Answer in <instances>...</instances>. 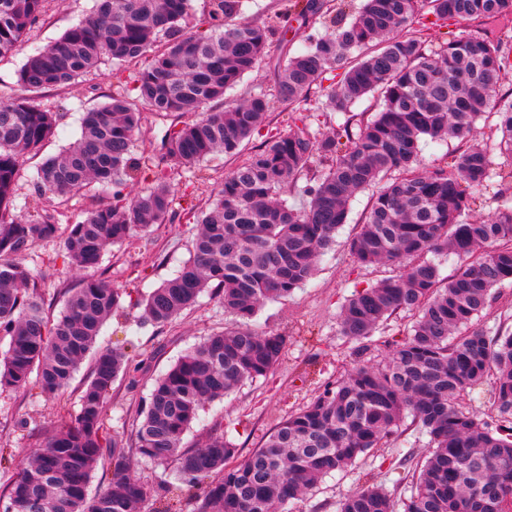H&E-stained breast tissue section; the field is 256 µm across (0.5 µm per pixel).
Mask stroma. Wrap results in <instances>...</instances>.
<instances>
[{
    "label": "stroma",
    "instance_id": "1",
    "mask_svg": "<svg viewBox=\"0 0 512 512\" xmlns=\"http://www.w3.org/2000/svg\"><path fill=\"white\" fill-rule=\"evenodd\" d=\"M94 6V0H47L45 12L29 37L11 57L0 62V97L17 94V72L27 58L59 38ZM288 44L300 49L301 31L292 30L285 37L274 34L259 66L246 75L237 89L227 93L225 105L239 102L249 92L273 94L276 65ZM130 79L129 71L106 62L67 87L32 93L35 104L57 114L56 135L44 146L42 156H53L74 142L80 133L82 112L104 102L116 84ZM321 100L322 90L316 86L299 111L274 105L265 125L246 145V152L258 149L269 137L287 133L301 121L313 131L332 133L344 117L321 109ZM237 163V158L218 154L205 163L211 175L209 181L179 178L172 222L155 228L148 236L134 237L113 248L98 269L99 274L125 294L123 312L106 322L98 342L104 347L126 351L138 365L134 377L123 376L114 382L106 406L113 431L123 437L133 435L137 411L148 397L154 380L187 349L205 336L223 330L231 321L218 297L208 292L172 323L156 326L145 322L142 314L145 297L188 261L198 216L212 199L221 179ZM37 164V159L27 157L20 162L17 203L22 215L52 211L63 226L83 220L97 204V197L84 192L60 202L39 195L32 183ZM369 200L366 191L351 200L348 224L338 230L335 243L320 257L307 283L288 298L265 302L259 309L255 329L281 333L288 338L277 368L266 377L244 383L224 399L206 403L185 437L186 448L196 447L208 435L216 433L228 436L241 455H248L262 445L280 421L322 389L325 382L351 369L353 350L340 334L341 310L357 291L397 272L390 265H359L350 251V239L367 211ZM60 249V239L42 241L32 248L28 258L36 274L38 291L52 317L61 313L68 290L79 281L78 276L55 263L54 257ZM413 321V314L405 311L390 316L377 330L367 361L382 364L390 344L405 339ZM88 371V366H81L70 387L54 399L42 396L35 388L24 392L0 391V451L7 455L25 454L46 440L59 417L74 415L78 409L79 387ZM427 446V436L416 432L410 423H401L382 447L373 449L352 466L324 477L299 503L298 512H339L344 498L364 484L369 473L394 499L409 496L413 470L395 467L396 453L398 449L411 448L420 459Z\"/></svg>",
    "mask_w": 512,
    "mask_h": 512
}]
</instances>
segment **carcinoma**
Returning a JSON list of instances; mask_svg holds the SVG:
<instances>
[{"label":"carcinoma","mask_w":512,"mask_h":512,"mask_svg":"<svg viewBox=\"0 0 512 512\" xmlns=\"http://www.w3.org/2000/svg\"><path fill=\"white\" fill-rule=\"evenodd\" d=\"M45 0H0V60L11 54L43 13ZM191 0H97L95 10L55 42L28 57L17 72L24 91L67 86L102 60L134 64L136 98L116 92L86 110L80 137L45 159L33 175L39 192L64 199L94 189L106 202L66 226L57 257L93 271L104 254L171 220L173 175L210 157L237 155L265 122L271 100L262 92L224 107L263 57L275 28L309 25L323 0H297L275 12L277 26L240 20L244 0H205L207 25L185 31ZM429 10L437 19L484 22L512 17V0H364L347 23L307 36L303 49L277 68L275 98L293 107L334 69L342 78L325 88V105L347 116L321 135L304 126L272 137L224 176L201 212L193 256L144 300L146 321L163 326L217 290L233 322L187 350L159 377L141 407L131 441L110 432L104 415L112 383L131 371L125 352L96 346L105 324L122 309L123 293L90 275L68 291L50 319L27 257L39 241L58 237L51 214L17 213L15 182L24 157L41 154L56 114L25 95L0 98V389L34 385L64 392L86 357L90 372L79 410L58 421L44 444L16 465L3 512H170L173 490L195 491L193 512H288L322 478L379 447L406 418L429 448L403 512H484L483 491L512 503V334L474 327L495 289L512 284V205L486 220H470L474 194L489 178L486 144L476 123L498 117L500 154L512 162V95L500 77L512 68V45L486 32H463L437 53L422 37L404 34ZM168 37L156 49L159 33ZM375 94L374 115L352 130L351 107ZM197 118L173 128L156 163L134 154L141 113ZM457 139L461 149L445 167L415 166L421 141ZM302 189L306 204L283 196L312 168ZM401 173L376 189L384 176ZM150 187L133 196L136 173ZM375 190L350 250L364 266L393 264L399 273L350 298L340 330L357 363L345 378L324 385L266 442L241 458L224 435L194 449L183 440L202 407L279 363L286 337L259 332L262 304L285 298L313 275L349 203ZM452 252L466 263L441 282L435 257ZM399 310L416 311L410 334L385 363H364L378 327ZM491 381L497 424L460 408L467 390ZM112 461L108 489L91 497L98 463ZM176 463V485L148 487L132 475L134 462ZM341 512H397L373 483L347 497Z\"/></svg>","instance_id":"obj_1"}]
</instances>
